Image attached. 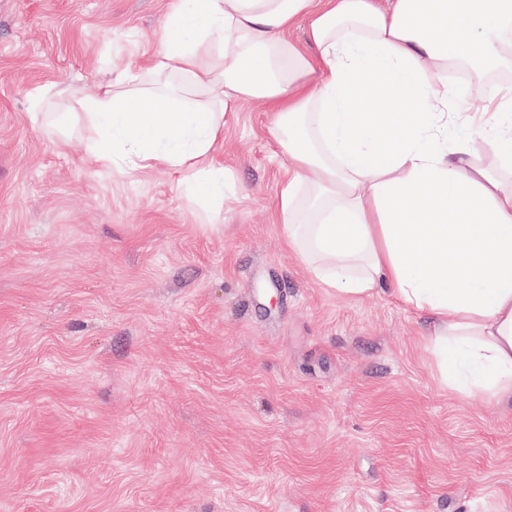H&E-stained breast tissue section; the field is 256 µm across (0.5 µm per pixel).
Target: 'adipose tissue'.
Returning <instances> with one entry per match:
<instances>
[{"label": "adipose tissue", "instance_id": "ef3b65f1", "mask_svg": "<svg viewBox=\"0 0 512 512\" xmlns=\"http://www.w3.org/2000/svg\"><path fill=\"white\" fill-rule=\"evenodd\" d=\"M306 44L290 37L297 25ZM512 56V0H174L145 78H119L68 116L85 152L123 172L192 173L220 197L216 154L241 103L273 113L287 153L285 245L323 287H389L427 315L441 380L512 398V86H448ZM463 117L470 134L449 139ZM491 151L498 166L477 160Z\"/></svg>", "mask_w": 512, "mask_h": 512}]
</instances>
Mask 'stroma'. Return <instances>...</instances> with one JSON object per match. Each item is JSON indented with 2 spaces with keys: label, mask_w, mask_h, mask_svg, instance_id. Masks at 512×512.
<instances>
[{
  "label": "stroma",
  "mask_w": 512,
  "mask_h": 512,
  "mask_svg": "<svg viewBox=\"0 0 512 512\" xmlns=\"http://www.w3.org/2000/svg\"><path fill=\"white\" fill-rule=\"evenodd\" d=\"M171 5L0 0V512H512V401L284 247L264 105L224 127L220 199L34 114L138 74Z\"/></svg>",
  "instance_id": "stroma-1"
}]
</instances>
